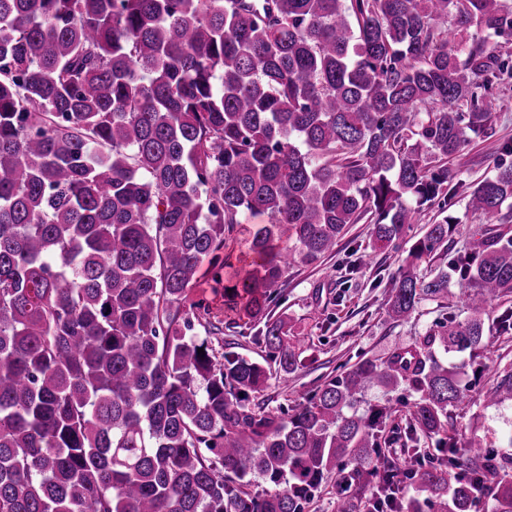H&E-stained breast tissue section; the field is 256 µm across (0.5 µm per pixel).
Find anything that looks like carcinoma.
Here are the masks:
<instances>
[{
    "instance_id": "1",
    "label": "carcinoma",
    "mask_w": 512,
    "mask_h": 512,
    "mask_svg": "<svg viewBox=\"0 0 512 512\" xmlns=\"http://www.w3.org/2000/svg\"><path fill=\"white\" fill-rule=\"evenodd\" d=\"M451 35L471 36L465 58ZM511 35L506 0H0V512H306L333 473L376 485L374 512H471L477 487L512 512V471L448 430L469 395L434 356L487 346V302L512 294L507 234L426 278L453 223L429 225L388 314L454 275L466 318L277 411L251 402L268 368L215 355L185 303L242 214L266 215L215 283L280 372L302 367L270 310L284 270L368 213L373 247L397 252L452 199L448 161L492 130L493 38ZM468 206L511 220L512 165ZM368 387L418 395L389 436L392 405L346 412ZM482 395L512 402V372Z\"/></svg>"
}]
</instances>
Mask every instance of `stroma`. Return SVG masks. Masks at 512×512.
<instances>
[{"instance_id": "stroma-1", "label": "stroma", "mask_w": 512, "mask_h": 512, "mask_svg": "<svg viewBox=\"0 0 512 512\" xmlns=\"http://www.w3.org/2000/svg\"><path fill=\"white\" fill-rule=\"evenodd\" d=\"M500 108L492 122L493 133L475 139L455 160L449 162L453 182L459 190L447 202L435 201L425 206L419 224L413 225L409 238L423 236L426 225L452 216L457 227L448 238L450 250L468 247L472 234L488 226L486 217L468 211V188L491 176L497 167L512 165V74L504 73L496 84ZM397 253L373 249L371 226L367 222L351 225L338 242L334 254L318 262L289 266L281 279L279 300L274 314L288 318L289 338L302 351L306 364L295 373L272 375L255 397L256 402L275 410L301 400L325 379L340 375L345 369L365 359H380L398 346L411 343L448 315L464 320L466 311L460 288L449 281L448 295L422 300L416 312L406 320L396 321L387 314ZM188 302L203 301L198 335H205L210 324L223 323L222 335L213 337L214 348L231 345L236 352L258 362L265 351L255 338V327L228 323L224 297L214 294L209 276L200 275L189 289ZM512 309V296L492 300L486 311L485 326L489 345L479 365H472L464 353L449 355L457 365L461 384L470 395L469 405L453 412L450 424L459 442L481 439L497 459L512 457L506 443L512 435V402L488 404L481 390L497 373L512 368V330L502 329V314Z\"/></svg>"}]
</instances>
